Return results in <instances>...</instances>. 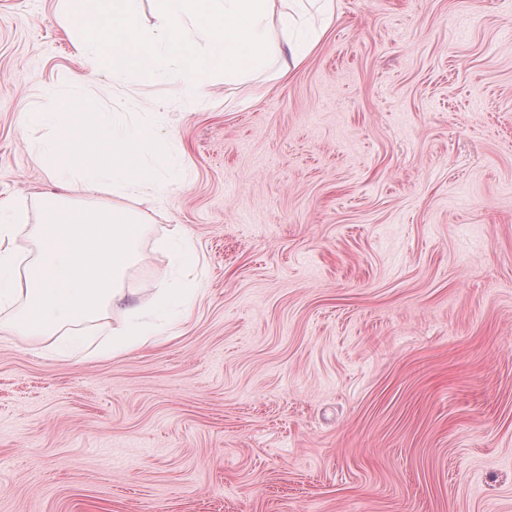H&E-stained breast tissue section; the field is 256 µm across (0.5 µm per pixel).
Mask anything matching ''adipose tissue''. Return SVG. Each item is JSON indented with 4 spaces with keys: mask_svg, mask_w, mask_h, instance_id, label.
Instances as JSON below:
<instances>
[{
    "mask_svg": "<svg viewBox=\"0 0 512 512\" xmlns=\"http://www.w3.org/2000/svg\"><path fill=\"white\" fill-rule=\"evenodd\" d=\"M166 29L148 38L135 36L139 0H121L115 19L100 17L86 25L75 47L88 76L112 67V46L118 33L129 38L123 53L142 61L150 76L173 84L185 99L201 94L215 79H250L269 59L287 52L299 65L322 41L334 15L335 0H161ZM201 40L202 49L173 59L177 41ZM86 151L82 141L70 147L71 164L53 174L62 192L45 197L44 221L34 234L37 253L20 268L13 248L17 229L28 223L24 202L0 204V307H14L11 327L25 336H56L65 350L86 343L80 326L108 307H122L123 321L112 331V354L150 342L159 321L169 316L188 320L194 289L180 283L157 287L152 309L127 302L123 283L141 258L144 228L139 213L99 203L73 205L71 194L121 198L143 194V186L128 179L109 162L92 170L75 166Z\"/></svg>",
    "mask_w": 512,
    "mask_h": 512,
    "instance_id": "1",
    "label": "adipose tissue"
}]
</instances>
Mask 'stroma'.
Segmentation results:
<instances>
[{"mask_svg":"<svg viewBox=\"0 0 512 512\" xmlns=\"http://www.w3.org/2000/svg\"><path fill=\"white\" fill-rule=\"evenodd\" d=\"M297 68L183 102L123 76L155 146L86 123L61 0H0V199L30 224L73 141L166 183L124 288L200 257L191 318L99 355L0 330V512H512V0H335ZM57 113L50 162L25 113ZM29 139V140H30ZM155 251L167 254L173 264L196 265L198 256L189 237L179 228L172 229L166 236L153 240Z\"/></svg>","mask_w":512,"mask_h":512,"instance_id":"obj_1","label":"stroma"}]
</instances>
